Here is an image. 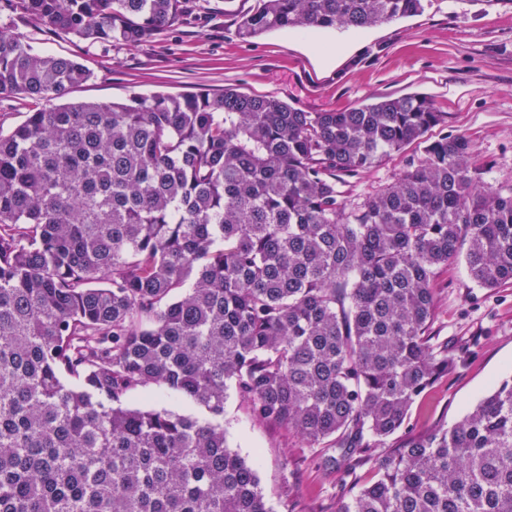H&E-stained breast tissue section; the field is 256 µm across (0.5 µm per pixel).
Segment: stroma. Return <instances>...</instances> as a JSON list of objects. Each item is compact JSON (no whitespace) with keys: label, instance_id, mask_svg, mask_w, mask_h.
I'll return each instance as SVG.
<instances>
[{"label":"stroma","instance_id":"1","mask_svg":"<svg viewBox=\"0 0 512 512\" xmlns=\"http://www.w3.org/2000/svg\"><path fill=\"white\" fill-rule=\"evenodd\" d=\"M258 0H187L184 13L151 42L130 49L56 33L0 0V30L38 54L76 58L93 73L68 101L112 102L155 92L218 94L233 87L275 96L307 112L344 111L386 98L424 94L445 115L439 130L472 145L469 164L493 185L512 183V0H430L419 15L360 30L272 31L239 37L240 17ZM408 145L382 166L343 185L360 203L392 183ZM432 332L459 356L457 368L412 406L407 433L454 425L499 380L512 375V285L476 286L464 262L436 278ZM229 449L253 464L271 512H336L338 500L372 480V464L353 474L326 466L322 451L295 432L255 421L235 391L224 399Z\"/></svg>","mask_w":512,"mask_h":512}]
</instances>
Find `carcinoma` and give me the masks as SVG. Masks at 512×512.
Instances as JSON below:
<instances>
[{"label":"carcinoma","instance_id":"cac0c4a2","mask_svg":"<svg viewBox=\"0 0 512 512\" xmlns=\"http://www.w3.org/2000/svg\"><path fill=\"white\" fill-rule=\"evenodd\" d=\"M56 32L139 47L185 0H10ZM425 0H260L244 39L362 29ZM0 30V93L91 80ZM425 96L305 112L235 88L41 108L0 130V512H269L224 438L228 385L331 468L336 512H512V377L453 427L378 456L457 365L429 336L437 271L512 283V185L481 182ZM422 140L362 203L341 185ZM74 383L67 385L62 376ZM173 391L200 420L124 404Z\"/></svg>","mask_w":512,"mask_h":512}]
</instances>
